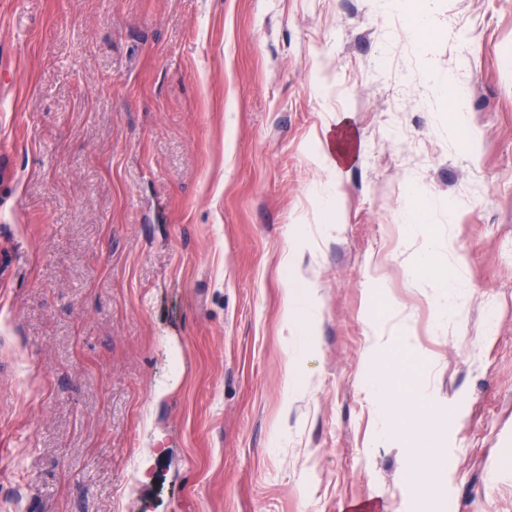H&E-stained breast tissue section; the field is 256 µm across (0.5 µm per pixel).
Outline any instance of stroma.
Returning a JSON list of instances; mask_svg holds the SVG:
<instances>
[{"label":"stroma","mask_w":512,"mask_h":512,"mask_svg":"<svg viewBox=\"0 0 512 512\" xmlns=\"http://www.w3.org/2000/svg\"><path fill=\"white\" fill-rule=\"evenodd\" d=\"M417 7L0 0V512H419L374 371L428 396L435 512H512V0ZM432 252V244L423 246L417 262L416 274L421 280H427L429 286L436 290L444 318L449 314L460 316L466 303L460 276L456 270L449 267L448 272L439 268L432 259ZM287 300L284 308V323L286 327H296L309 339L317 323V302L314 292L309 291L302 305L298 303L295 288H285Z\"/></svg>","instance_id":"obj_1"}]
</instances>
